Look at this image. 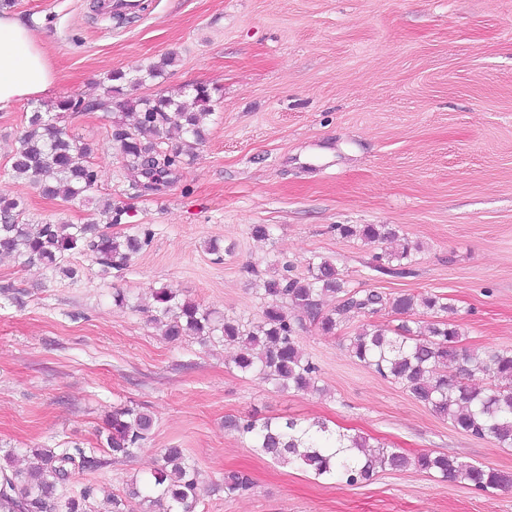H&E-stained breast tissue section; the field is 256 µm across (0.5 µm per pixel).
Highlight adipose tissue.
<instances>
[{"instance_id":"1","label":"adipose tissue","mask_w":512,"mask_h":512,"mask_svg":"<svg viewBox=\"0 0 512 512\" xmlns=\"http://www.w3.org/2000/svg\"><path fill=\"white\" fill-rule=\"evenodd\" d=\"M54 83L52 63L33 31L18 16L0 12V112L50 94Z\"/></svg>"}]
</instances>
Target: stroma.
I'll return each mask as SVG.
<instances>
[{"label":"stroma","mask_w":512,"mask_h":512,"mask_svg":"<svg viewBox=\"0 0 512 512\" xmlns=\"http://www.w3.org/2000/svg\"><path fill=\"white\" fill-rule=\"evenodd\" d=\"M91 0H15L49 54L53 94L0 112V195L29 218L81 224L99 202L125 208L114 233L153 232L126 267L101 275L76 257L78 280L0 259V450L90 447L113 408L153 419L136 456L80 473L98 497L125 495L165 448L194 461L195 512H512V487L485 494L435 473H375L334 485L274 463L224 426L255 416L360 434L407 455L433 453L512 472V448L454 429L392 380L350 357L347 344L382 312L334 335L299 331L318 367L314 392L281 391L237 370L236 346L167 342L140 303L168 288L247 325L263 284L283 263L305 272L321 256L349 285L387 295L434 294L453 304L463 347L512 349V0H148L124 24ZM175 53L164 76L124 84L127 99L212 94L205 139L160 190L142 189L109 136V115L66 114L92 143L98 180L87 196L43 197L12 177L27 113L57 99L101 97L112 72L135 76ZM273 234L255 238L254 225ZM340 224H385L409 243L408 273L376 269L385 244L343 238ZM218 240L222 255L207 251ZM134 299L119 307L116 291ZM229 469L248 493L217 491Z\"/></svg>","instance_id":"obj_1"}]
</instances>
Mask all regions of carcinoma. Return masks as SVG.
<instances>
[{
    "label": "carcinoma",
    "instance_id": "carcinoma-1",
    "mask_svg": "<svg viewBox=\"0 0 512 512\" xmlns=\"http://www.w3.org/2000/svg\"><path fill=\"white\" fill-rule=\"evenodd\" d=\"M175 62L169 53L141 69L136 83L164 75ZM104 96L86 100L66 97L54 112L30 113L24 130L16 139L10 171L14 178L38 187L48 198L62 196L75 200L94 188L97 170L91 161L92 144L79 140L61 125L65 112L112 113L114 94L122 91L125 74L107 75ZM211 91L195 88L197 111L171 96L123 103L132 125L113 121L110 136L124 165L146 179L143 187L156 189L171 181L182 158L204 140V121L211 115ZM181 134L175 148L166 147L171 130ZM123 209L106 201L98 216L84 224L60 219L32 224L21 201L0 197V256H9L24 266H41L54 275L70 279L79 270L69 259L86 255L103 275L127 265L132 257L151 243L152 231L141 227L133 233L112 234V225L122 223ZM345 238L398 242L387 262L412 263L406 243L396 231L383 224H338ZM266 303L261 318L247 326L182 299L166 288L151 292L148 311L162 324L165 339L177 342L186 336L203 341H224L238 348L236 368L253 374L279 390H318V368L306 356L297 336V327L308 320L325 335H331L350 315H374L390 310L411 316L422 312L431 321L404 320L394 328L368 324L350 338L348 352L380 376L404 386L412 397L427 405L452 426L477 438H491L502 448L512 447V349L459 347L463 328L454 320V305L434 294H401L387 297L373 290L354 289L337 267L322 258L308 263L299 276L294 266L285 264L275 278L264 282ZM327 296L338 299L336 306L323 309ZM453 362L458 376L448 378L439 365ZM491 380L488 386L474 382ZM226 427L248 439L262 455L281 465H298L315 476L348 486L369 480L376 468L403 470L413 467L427 473L464 483L488 493L512 487V474L465 464L455 458L422 453L410 457L396 448L370 450L369 439L361 435H335L325 423L304 425L296 420L267 419L226 421ZM152 428V417L139 406L112 410L105 427L98 431L97 446L84 448L61 444L57 448L27 450L28 465H14L13 453L3 455L0 464V512H97L96 492L91 485L71 487L76 472H94L112 460L131 457L141 448ZM251 476L241 470L224 472V494L232 497L252 488ZM199 484L194 463L181 448H166L151 471L145 492L135 489L126 498H107L105 512H133L130 500L138 499L139 512H195Z\"/></svg>",
    "mask_w": 512,
    "mask_h": 512
}]
</instances>
